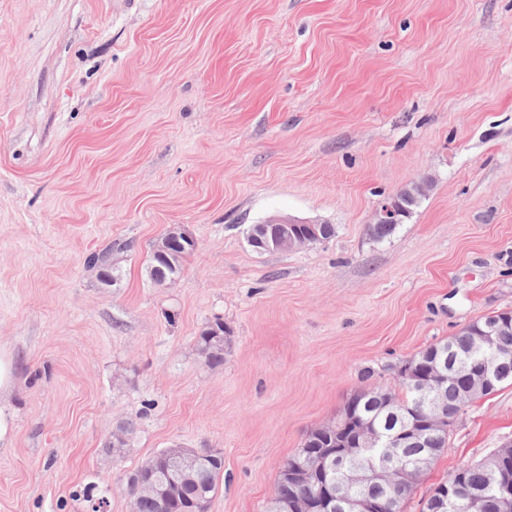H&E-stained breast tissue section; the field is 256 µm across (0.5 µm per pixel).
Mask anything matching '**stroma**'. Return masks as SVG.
<instances>
[{"mask_svg": "<svg viewBox=\"0 0 512 512\" xmlns=\"http://www.w3.org/2000/svg\"><path fill=\"white\" fill-rule=\"evenodd\" d=\"M273 216L336 234L256 253ZM173 224L197 246L158 286ZM107 248L111 287L87 264ZM501 311L512 0H0V512H130L127 472L174 445L223 456L209 512H268L309 431ZM216 319L212 369L196 340ZM509 442L506 383L461 410L403 512ZM424 195L422 185H415L411 189H407L396 195V199L403 207V213L392 203H383L376 211L373 222L369 224L368 231L371 237L376 240H383L392 235L401 222V215L407 217L410 215L411 210L415 207L419 199ZM377 224H395L390 230L384 229L381 225ZM186 241L195 239L182 225L174 224L153 243L152 252L160 261L170 263L180 255L181 244ZM195 247L188 248L181 255L178 264L174 267H166L162 265L159 261H156L152 258V254L150 255L149 264L147 266V274L152 283L159 285L162 279L169 280L173 277H179L181 272L183 271L184 263L186 258L194 251ZM154 266L158 268L152 269ZM220 319L214 320V322L208 323L205 328L200 332L199 336L196 340V346L198 350H206L209 351V357L208 362L206 364L211 368H216L218 366H221L224 363V342L227 341V337L229 334V329L224 325V331H223V344L221 347H212V343L214 342L213 337L214 336H207L208 330L211 328L212 324H215Z\"/></svg>", "mask_w": 512, "mask_h": 512, "instance_id": "stroma-1", "label": "stroma"}]
</instances>
